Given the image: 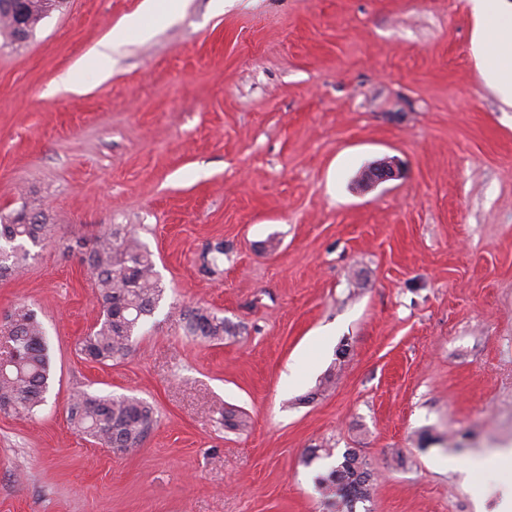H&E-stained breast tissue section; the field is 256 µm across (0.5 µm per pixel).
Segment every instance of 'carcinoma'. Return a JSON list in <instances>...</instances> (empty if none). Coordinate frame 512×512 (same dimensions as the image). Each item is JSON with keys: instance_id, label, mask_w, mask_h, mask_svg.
<instances>
[{"instance_id": "cac0c4a2", "label": "carcinoma", "mask_w": 512, "mask_h": 512, "mask_svg": "<svg viewBox=\"0 0 512 512\" xmlns=\"http://www.w3.org/2000/svg\"><path fill=\"white\" fill-rule=\"evenodd\" d=\"M63 0H22L25 35L8 19L0 31L14 42L30 36L40 22L58 10ZM44 212L20 208L0 218V280L21 272L30 256L26 243L37 245L49 231ZM69 250L79 255L94 277L102 308L99 321L77 343L83 359L118 363L134 350L133 336L161 300L164 288L156 276L153 254L126 224H112L91 240ZM184 331L207 342H221L230 333L217 312L196 306L180 310ZM48 341L37 313L25 304L9 315V329L0 331V413L32 414L46 401L49 389ZM70 424L104 448L131 453L143 447L157 424L154 409L133 396L76 394L67 408ZM318 490L336 512H355L370 501L371 474L353 450L343 461L315 478Z\"/></svg>"}]
</instances>
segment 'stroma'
Listing matches in <instances>:
<instances>
[{
	"mask_svg": "<svg viewBox=\"0 0 512 512\" xmlns=\"http://www.w3.org/2000/svg\"><path fill=\"white\" fill-rule=\"evenodd\" d=\"M140 2L64 0L0 43V216L52 226L0 280V320L30 305L51 359L40 411L0 413V512H327L315 478L350 448L370 512H494L445 465L512 448V108L468 0H183L108 80L54 91ZM383 161L396 177L362 184ZM111 224L164 294L103 365L77 350L100 308L67 247ZM195 304L222 342L185 335ZM79 390L150 403L143 447L74 430ZM179 319L183 323L184 331L201 341L221 342L224 334L230 333L224 317L205 307L196 306L180 310Z\"/></svg>",
	"mask_w": 512,
	"mask_h": 512,
	"instance_id": "obj_1",
	"label": "stroma"
}]
</instances>
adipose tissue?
<instances>
[{
  "label": "adipose tissue",
  "mask_w": 512,
  "mask_h": 512,
  "mask_svg": "<svg viewBox=\"0 0 512 512\" xmlns=\"http://www.w3.org/2000/svg\"><path fill=\"white\" fill-rule=\"evenodd\" d=\"M473 21L472 53L485 86L495 93L502 103L512 107V54L507 47L512 44V11H506L501 0H469ZM156 9L155 0H142L138 9L124 23L113 29L110 36L91 56V63L99 76L112 71V55L127 42L130 31H138L147 38L152 29L148 17ZM450 468H462L473 473L496 470L504 472L496 490L499 494L498 512H512V448H498L487 455L465 462L449 459Z\"/></svg>",
  "instance_id": "adipose-tissue-1"
}]
</instances>
